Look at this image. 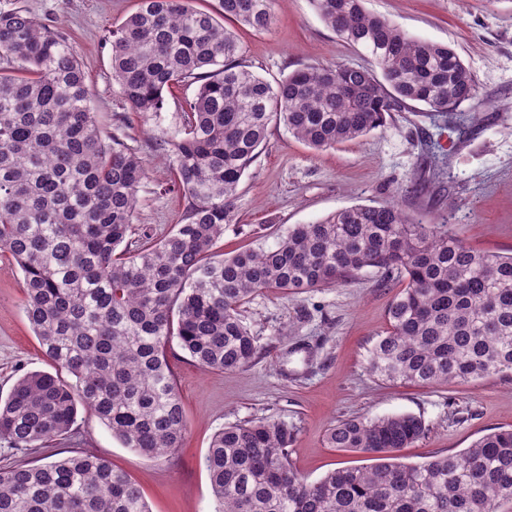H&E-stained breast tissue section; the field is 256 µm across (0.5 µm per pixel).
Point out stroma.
<instances>
[{
	"label": "stroma",
	"instance_id": "1",
	"mask_svg": "<svg viewBox=\"0 0 512 512\" xmlns=\"http://www.w3.org/2000/svg\"><path fill=\"white\" fill-rule=\"evenodd\" d=\"M139 0H0V10L24 7L63 33L85 66L90 107L104 135H125L146 166L135 223L161 236L184 218L187 201L169 191L170 154L180 128L185 84L164 95L161 111H134L112 77L109 33ZM368 12L409 35L455 48L474 77L477 99L462 104L445 128L407 102L384 129L315 151L271 123L267 140L244 174L217 253L275 248L295 224H309L356 204L399 201L425 224H444L464 244L512 252V0H365ZM242 59L276 82L307 65L347 61L368 66L362 51L327 27L310 0H277L270 29L238 30ZM480 112L472 120V112ZM367 269L334 288L285 294L268 291L242 308L260 353L235 371L202 370L189 355L172 361L188 422L180 452L152 461L122 447L94 415L79 411L77 433L20 454L0 440V465L28 457L57 459L78 449L124 471L151 512H215L204 466L213 435L224 426L270 417L295 431L290 457L307 480L341 466H365V454L331 448L328 429L350 418L413 414L426 427L405 463L457 453L497 428L512 429V374L450 385L391 383L368 370L372 345L389 329L387 310L403 288ZM22 273L0 255V396L29 371H48L23 309Z\"/></svg>",
	"mask_w": 512,
	"mask_h": 512
}]
</instances>
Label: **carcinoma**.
<instances>
[{
    "label": "carcinoma",
    "mask_w": 512,
    "mask_h": 512,
    "mask_svg": "<svg viewBox=\"0 0 512 512\" xmlns=\"http://www.w3.org/2000/svg\"><path fill=\"white\" fill-rule=\"evenodd\" d=\"M276 0H140L112 30V75L137 112L163 92L198 84L171 155L188 205L159 238L134 227L145 167L118 135L105 138L88 105L74 48L29 11L0 12V250L23 274V309L56 373L32 371L0 402V439L21 450L68 437L78 407L125 448L165 460L188 424L171 369L173 345L200 367L234 371L259 346L240 307L266 290L341 286L364 269L400 279L391 326L369 371L392 382H468L512 373V254L477 250L399 204L354 205L296 224L276 248L216 255L233 223L242 176L276 118L315 151L387 125L406 101L448 122L477 98L456 50L374 16L365 0H312L323 22L370 66L308 65L272 84L241 62L230 20L268 30ZM425 432L395 414L333 425L329 448L376 457L317 481L289 458L294 430L272 419L217 432L204 465L217 512H494L512 501V429L421 464L395 452ZM0 512H151L140 488L89 450L0 467Z\"/></svg>",
    "instance_id": "1"
}]
</instances>
